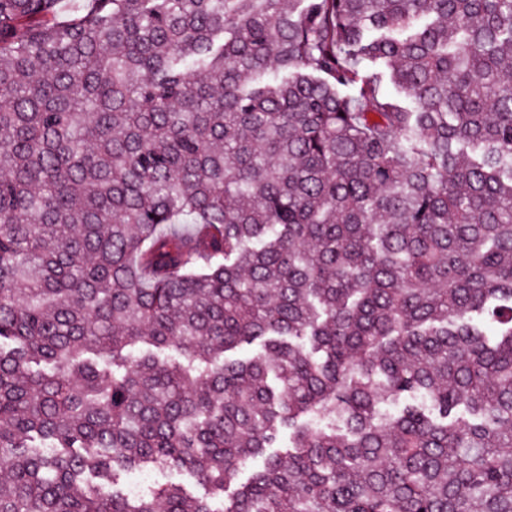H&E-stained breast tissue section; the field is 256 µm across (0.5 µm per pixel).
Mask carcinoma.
I'll return each instance as SVG.
<instances>
[{
	"instance_id": "carcinoma-1",
	"label": "carcinoma",
	"mask_w": 512,
	"mask_h": 512,
	"mask_svg": "<svg viewBox=\"0 0 512 512\" xmlns=\"http://www.w3.org/2000/svg\"><path fill=\"white\" fill-rule=\"evenodd\" d=\"M60 5L0 0V512H512V0ZM141 470H148V471H150V473L156 472L159 475L158 481L151 487L153 489L158 487L159 485L176 484V485L183 486L188 491H190L196 495H199V496H202L205 493V490L202 487L196 485L193 478L185 471L156 470L153 468H143V469H139L136 471H141Z\"/></svg>"
}]
</instances>
